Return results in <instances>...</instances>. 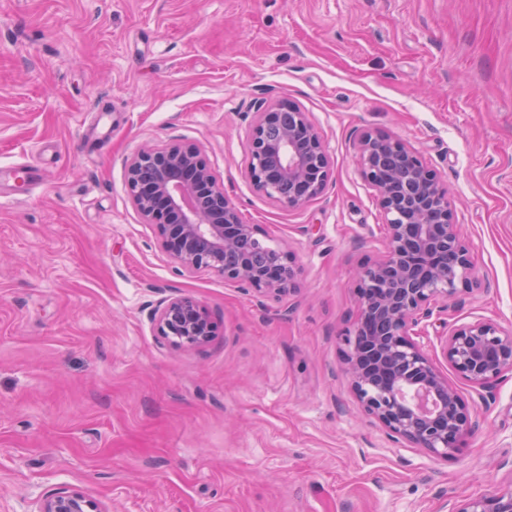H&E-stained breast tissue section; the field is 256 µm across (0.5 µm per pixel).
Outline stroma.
I'll return each mask as SVG.
<instances>
[{
    "mask_svg": "<svg viewBox=\"0 0 512 512\" xmlns=\"http://www.w3.org/2000/svg\"><path fill=\"white\" fill-rule=\"evenodd\" d=\"M307 112L332 160L291 208L245 174L258 101ZM448 190L480 285L418 340L478 409L440 458L365 415L342 371L354 274L385 240L364 130ZM197 145L299 290L256 297L188 273L134 208L126 162ZM0 512L76 488L106 512H441L512 487V372L443 359L474 318L512 329V0H0ZM194 299L218 326L176 350L153 315Z\"/></svg>",
    "mask_w": 512,
    "mask_h": 512,
    "instance_id": "stroma-1",
    "label": "stroma"
}]
</instances>
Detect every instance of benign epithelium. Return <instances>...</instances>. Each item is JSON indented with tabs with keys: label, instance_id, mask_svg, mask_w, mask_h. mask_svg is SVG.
I'll list each match as a JSON object with an SVG mask.
<instances>
[{
	"label": "benign epithelium",
	"instance_id": "7a95c632",
	"mask_svg": "<svg viewBox=\"0 0 512 512\" xmlns=\"http://www.w3.org/2000/svg\"><path fill=\"white\" fill-rule=\"evenodd\" d=\"M248 156L253 186L289 207L318 197L331 175L321 137L292 103L258 106ZM357 157L363 179L376 191L387 246L357 271V316L343 338L344 372L365 412L390 436L452 457L476 427L478 413L413 339V330L439 299L479 285L474 258L461 240L447 189L414 149L366 131ZM126 185L159 246L185 271L216 272L260 297L296 290L289 251L269 248L261 260L248 258L258 228L243 223L197 146L138 152L127 163ZM155 328L176 349L201 347L216 333L209 312L189 297L166 300ZM441 353L463 380L489 389L512 372V330L477 318L448 334ZM36 512L105 510L81 491L66 490L43 499ZM448 512H512V488L454 504Z\"/></svg>",
	"mask_w": 512,
	"mask_h": 512
}]
</instances>
